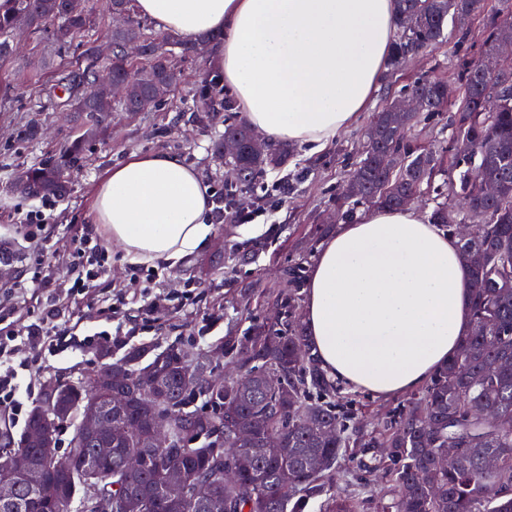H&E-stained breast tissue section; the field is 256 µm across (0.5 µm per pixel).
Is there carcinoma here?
<instances>
[{
	"mask_svg": "<svg viewBox=\"0 0 512 512\" xmlns=\"http://www.w3.org/2000/svg\"><path fill=\"white\" fill-rule=\"evenodd\" d=\"M112 6L124 11L128 19L126 32L113 35L114 44H121L128 35L138 37L142 61L129 60L119 51L101 57L92 43H86L90 65L79 66L64 77L71 111L86 130L14 175L10 191L45 199L67 193L70 172L83 162L86 138L106 119L100 101L74 92L81 81L107 70L125 86L115 107L143 111L159 105L155 84L165 82L172 88L178 84L180 71L173 55L145 32V22L135 13L132 0H112ZM480 8L481 0H397L398 33L391 66H397L409 49L447 43L446 20L460 29ZM417 13L424 16L423 23L408 27L407 17ZM22 15L29 19L30 28L50 29L63 44L85 37L99 24L88 11L71 12L68 0H0L1 59L13 54V32ZM503 31L491 19L481 57L462 64L459 78L464 93L451 121L454 136L448 192L429 214V222L447 228L450 235L463 221H479L477 242L485 246L488 260L470 268L472 321L487 324V335L464 337L420 396L370 430L357 422L354 412L341 409L338 387L316 366L306 327L297 314L303 279L296 270L292 271L294 290L288 293L284 321L275 326L258 323L245 336L224 337V354L243 370L244 384L212 368V377L224 387L186 392L189 362L204 354H191L174 345L162 350L134 346L113 361L104 359L97 365L98 375L122 367L138 389L128 415L147 427L161 421L176 437L173 448H148L141 436L116 442L109 463L101 466L93 454L95 443L84 439L74 422L85 399L83 381L63 385L61 400L70 407L58 419V426L74 424L65 456L75 469L88 467L97 471L100 480L112 478L118 512H210L207 506L213 501L222 505L216 512H305L315 499L323 500L324 512H360L359 496L336 489V475L355 463L347 454L351 447L377 448L387 461L390 502L381 506L382 512H512V97L505 96L502 76L486 71L483 63ZM166 42L178 49L181 58L198 54V44L176 34H168ZM439 84V77H424L403 89L422 96L426 109L406 115L399 126H391L387 109L377 112L370 124L377 135H364L355 169L362 192L344 199L347 208L341 218H352L359 205L402 208L408 197L432 187L444 148L437 141L412 147L407 135L426 115L449 110ZM218 86L216 79L204 81L199 119L224 126V135L213 145L216 157H223L224 141L240 145V152L229 162L240 168L242 181L224 194V220L231 223L236 218L231 208L235 194L253 190L268 170L285 164L295 148L253 150L254 131L237 115L232 99L215 97ZM491 96L502 97L495 111L482 106ZM486 179L502 183L505 193L496 199L484 197L480 185ZM158 380L164 382L165 399L150 400L141 388ZM200 396L205 404L199 407L195 401ZM482 411L493 413L495 421L485 422L480 418ZM240 423L252 429V439L246 443L236 442L233 435ZM329 426L335 433L322 436L321 430ZM273 436L280 438L281 447H266ZM450 439L462 448V457L457 468L444 471L437 456ZM130 453L141 455L143 466L126 476L121 463ZM488 455L499 458L493 475L482 469ZM171 464L183 470L184 487L166 485L164 472ZM17 496L15 512H71L69 502L49 503L23 482Z\"/></svg>",
	"mask_w": 512,
	"mask_h": 512,
	"instance_id": "cac0c4a2",
	"label": "carcinoma"
}]
</instances>
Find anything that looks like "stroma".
I'll return each instance as SVG.
<instances>
[{
	"label": "stroma",
	"mask_w": 512,
	"mask_h": 512,
	"mask_svg": "<svg viewBox=\"0 0 512 512\" xmlns=\"http://www.w3.org/2000/svg\"><path fill=\"white\" fill-rule=\"evenodd\" d=\"M501 0H485L484 8L467 30L441 48H430L409 58L397 72L387 74L361 120L342 133L331 146L315 155L295 154L279 169L268 171L255 190L249 212L259 213L260 223L269 227L259 237L248 236L240 223L216 220L206 248L176 268H160L153 288L159 299L156 319L135 336V344L163 349L178 345L190 351L205 350L223 343L225 337L244 335L254 321H272L280 308V295L287 292L292 268L309 275L323 240L317 229L330 216L331 204L344 180L360 160L358 145L364 129L376 112L397 94L402 85L423 75L444 77L454 98H461L458 71L463 62L478 52L487 19L495 16ZM18 51L0 61V260L5 275L0 284L10 285L31 276L32 246L16 226L27 213L49 209L52 242L57 250L59 271L49 286L65 311L69 323L81 328L114 330L136 322L143 303L141 285L131 281L129 261L113 249L112 263L102 287L123 290L127 305L112 318H105L97 297L80 305L69 300L70 277L66 271L68 242L72 227L89 221L97 185L113 167L133 156L166 151L180 155L198 168L206 183L224 185V168L213 157V142L219 131L202 124L199 90L204 73L218 75L210 53L181 63L182 80L176 91L150 112L112 113L107 127L88 140L85 161L70 175V191L45 204L43 199L21 197L5 187L7 180L35 160L54 152L82 134L81 120L67 109V96L59 87L64 71L83 63L81 46L60 44L51 33L18 31ZM39 120L43 134L37 143L22 140L18 132L30 120ZM205 286L194 303L172 308L171 299L184 296L189 281ZM99 362L96 354L43 351L44 375L33 394L23 397L24 410H31L50 383L79 381ZM355 455L361 466L341 473L337 485L346 493L359 495L361 512H380V499L388 478L373 451L359 448Z\"/></svg>",
	"instance_id": "1"
}]
</instances>
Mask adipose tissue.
I'll list each match as a JSON object with an SVG mask.
<instances>
[{
	"label": "adipose tissue",
	"mask_w": 512,
	"mask_h": 512,
	"mask_svg": "<svg viewBox=\"0 0 512 512\" xmlns=\"http://www.w3.org/2000/svg\"><path fill=\"white\" fill-rule=\"evenodd\" d=\"M156 27L213 49L256 135L315 154L365 112L396 35V0H136ZM198 169L167 152L136 156L98 185L91 222L130 260L176 267L214 231ZM456 238L416 207L370 208L321 244L303 319L321 370L388 399L426 383L472 326Z\"/></svg>",
	"instance_id": "obj_1"
}]
</instances>
